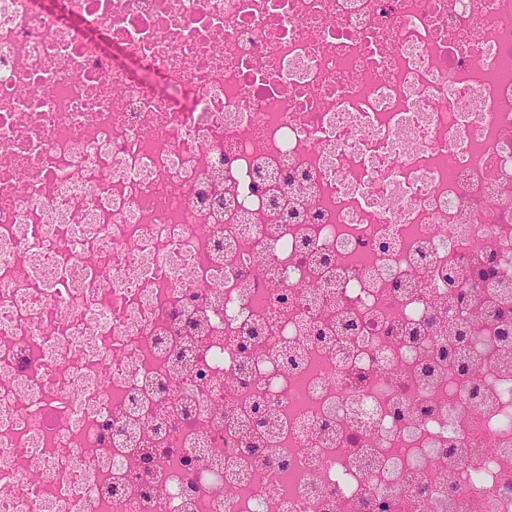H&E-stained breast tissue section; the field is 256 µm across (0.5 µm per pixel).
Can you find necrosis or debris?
Here are the masks:
<instances>
[{
  "instance_id": "necrosis-or-debris-1",
  "label": "necrosis or debris",
  "mask_w": 512,
  "mask_h": 512,
  "mask_svg": "<svg viewBox=\"0 0 512 512\" xmlns=\"http://www.w3.org/2000/svg\"><path fill=\"white\" fill-rule=\"evenodd\" d=\"M506 56L512 0H0V512H512Z\"/></svg>"
}]
</instances>
